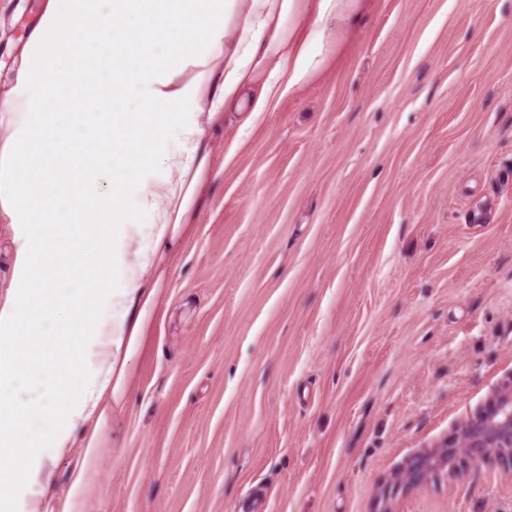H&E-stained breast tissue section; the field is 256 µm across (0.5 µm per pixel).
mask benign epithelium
I'll use <instances>...</instances> for the list:
<instances>
[{
    "mask_svg": "<svg viewBox=\"0 0 512 512\" xmlns=\"http://www.w3.org/2000/svg\"><path fill=\"white\" fill-rule=\"evenodd\" d=\"M459 459L462 467L451 469L444 476L455 477L461 468L488 459H502L506 468H512V383L502 387L476 418L462 423L448 438L422 452L400 468L385 489L378 512H392L390 502L398 492H408L432 481L428 466L445 456Z\"/></svg>",
    "mask_w": 512,
    "mask_h": 512,
    "instance_id": "7a95c632",
    "label": "benign epithelium"
}]
</instances>
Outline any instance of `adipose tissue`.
Wrapping results in <instances>:
<instances>
[{
    "mask_svg": "<svg viewBox=\"0 0 512 512\" xmlns=\"http://www.w3.org/2000/svg\"><path fill=\"white\" fill-rule=\"evenodd\" d=\"M305 3L47 0L0 99V206L20 227L16 300L0 308V512H81L87 465L161 293L156 253L207 169L205 125L256 68L287 70L292 87L305 80L314 57L295 25L314 18L342 34L358 0ZM235 14V51L217 73L209 62ZM190 61L197 75L171 89ZM162 159L175 176L147 179ZM113 269L117 288L105 285ZM24 383L52 387V401H18ZM76 446L84 462L54 493L56 462Z\"/></svg>",
    "mask_w": 512,
    "mask_h": 512,
    "instance_id": "adipose-tissue-1",
    "label": "adipose tissue"
}]
</instances>
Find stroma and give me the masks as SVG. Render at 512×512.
Segmentation results:
<instances>
[{"label": "stroma", "instance_id": "obj_1", "mask_svg": "<svg viewBox=\"0 0 512 512\" xmlns=\"http://www.w3.org/2000/svg\"><path fill=\"white\" fill-rule=\"evenodd\" d=\"M47 0H0V96ZM317 65L207 128L191 229L89 466L87 512H376L512 382V0H362ZM16 225L0 209V307ZM394 512H512L496 460Z\"/></svg>", "mask_w": 512, "mask_h": 512}]
</instances>
